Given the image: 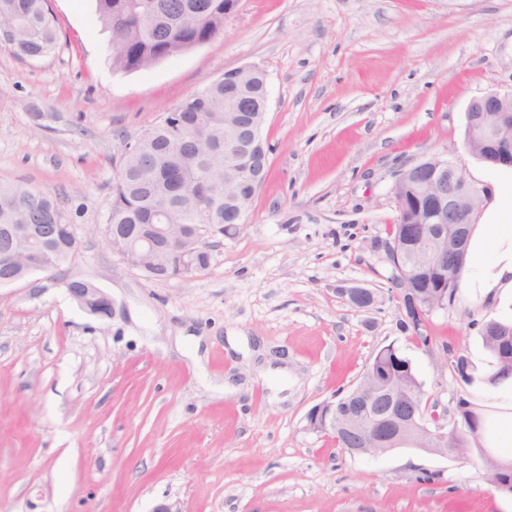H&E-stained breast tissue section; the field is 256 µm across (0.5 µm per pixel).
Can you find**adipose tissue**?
Returning <instances> with one entry per match:
<instances>
[{
    "mask_svg": "<svg viewBox=\"0 0 512 512\" xmlns=\"http://www.w3.org/2000/svg\"><path fill=\"white\" fill-rule=\"evenodd\" d=\"M468 259L478 269L473 286L482 298L512 301V188L496 186L487 192L481 222L472 229Z\"/></svg>",
    "mask_w": 512,
    "mask_h": 512,
    "instance_id": "1",
    "label": "adipose tissue"
}]
</instances>
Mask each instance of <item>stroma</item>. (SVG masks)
Returning a JSON list of instances; mask_svg holds the SVG:
<instances>
[{
    "label": "stroma",
    "instance_id": "1",
    "mask_svg": "<svg viewBox=\"0 0 512 512\" xmlns=\"http://www.w3.org/2000/svg\"><path fill=\"white\" fill-rule=\"evenodd\" d=\"M58 46L0 49V185L55 193L79 247L64 269L111 296L88 314L61 285L0 288V512H512L479 460L418 448L352 456L306 428L392 344L441 424L468 400L498 422L476 375L481 340L512 318L463 273L431 345L402 332L377 243L400 170L464 149L469 104L512 92V0H239L224 33L130 73L112 69L93 0H49ZM267 74L269 169L241 229L205 271L153 280L103 229L114 158L225 71ZM376 296L367 309L344 291Z\"/></svg>",
    "mask_w": 512,
    "mask_h": 512
}]
</instances>
